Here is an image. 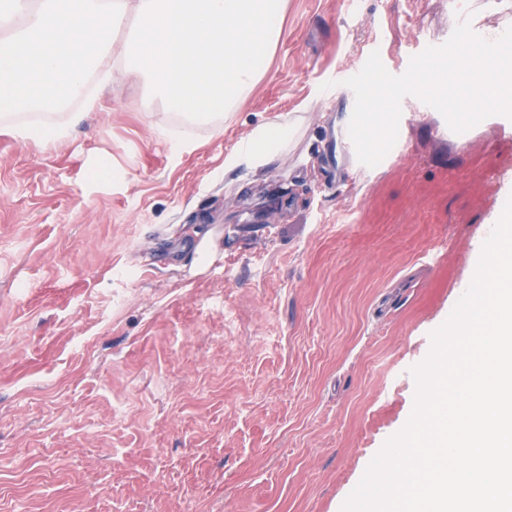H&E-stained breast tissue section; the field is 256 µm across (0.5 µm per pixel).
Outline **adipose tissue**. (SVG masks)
<instances>
[{
    "instance_id": "1",
    "label": "adipose tissue",
    "mask_w": 512,
    "mask_h": 512,
    "mask_svg": "<svg viewBox=\"0 0 512 512\" xmlns=\"http://www.w3.org/2000/svg\"><path fill=\"white\" fill-rule=\"evenodd\" d=\"M18 30L0 52V130L40 148L65 140L100 106L83 98L117 79L150 78L190 121L215 123L266 73L287 0H8ZM81 111H70L75 98ZM292 127L256 129L225 162L270 163Z\"/></svg>"
}]
</instances>
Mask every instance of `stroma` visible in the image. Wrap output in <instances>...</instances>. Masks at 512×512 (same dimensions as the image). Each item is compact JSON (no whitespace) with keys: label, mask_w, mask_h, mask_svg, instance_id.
Masks as SVG:
<instances>
[{"label":"stroma","mask_w":512,"mask_h":512,"mask_svg":"<svg viewBox=\"0 0 512 512\" xmlns=\"http://www.w3.org/2000/svg\"><path fill=\"white\" fill-rule=\"evenodd\" d=\"M464 20L495 38L512 0H288L222 132L139 80L50 150L0 133V512H342L512 197V118L460 135L405 97L368 167L345 144V81L375 51L402 74ZM279 120L281 155L225 171ZM471 145L496 151V181L470 167L437 219L411 208L352 245L366 204L399 206V175L433 178ZM443 245L425 307L399 282Z\"/></svg>","instance_id":"stroma-1"}]
</instances>
